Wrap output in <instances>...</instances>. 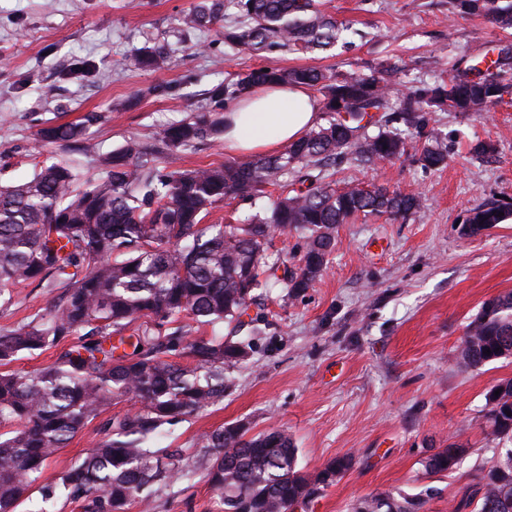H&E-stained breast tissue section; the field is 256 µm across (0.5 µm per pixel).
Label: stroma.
Returning a JSON list of instances; mask_svg holds the SVG:
<instances>
[{"label":"stroma","instance_id":"1","mask_svg":"<svg viewBox=\"0 0 512 512\" xmlns=\"http://www.w3.org/2000/svg\"><path fill=\"white\" fill-rule=\"evenodd\" d=\"M193 0H0V183L32 177L64 159L97 172L82 153L37 147L45 122H73L90 112L89 133L110 152L159 124L184 118L199 94L237 73L264 66L368 72L401 66L398 82L430 79L461 56L512 43L481 17H454L450 0H323L346 25L350 47L328 52L276 50L250 54L214 32L180 31ZM165 46L154 72L134 67L145 43ZM163 93H156V86ZM431 128L448 143V162L423 170L413 158L336 167L337 186L353 181L419 192L423 206L408 218L358 216L336 229L326 270L303 293L267 288L240 329L198 325L197 336L249 339L248 359L225 370L223 401L174 427L160 447L193 464L206 432L243 425L248 435L285 429L298 467L315 474L350 454L354 466L308 506V512H352L370 494L428 497L426 512H475L479 477L507 440L484 424L485 395L512 379V358L478 368L459 363L457 347L484 302L512 292V215L475 235L463 229L471 210L495 199L512 203V94L495 111L469 120L433 113ZM496 142L493 156L472 154L476 141ZM0 306V330L45 315L55 295L33 284L12 289ZM89 423L45 467L55 483L103 434ZM466 447L458 469L426 474L422 462L448 443ZM153 512H224L203 473L154 498Z\"/></svg>","mask_w":512,"mask_h":512}]
</instances>
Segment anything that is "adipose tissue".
<instances>
[{
  "label": "adipose tissue",
  "instance_id": "ef3b65f1",
  "mask_svg": "<svg viewBox=\"0 0 512 512\" xmlns=\"http://www.w3.org/2000/svg\"><path fill=\"white\" fill-rule=\"evenodd\" d=\"M318 99L299 85L248 89L226 105L224 146L230 151H273L288 146L314 126Z\"/></svg>",
  "mask_w": 512,
  "mask_h": 512
}]
</instances>
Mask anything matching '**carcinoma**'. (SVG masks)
Returning <instances> with one entry per match:
<instances>
[{
    "instance_id": "cac0c4a2",
    "label": "carcinoma",
    "mask_w": 512,
    "mask_h": 512,
    "mask_svg": "<svg viewBox=\"0 0 512 512\" xmlns=\"http://www.w3.org/2000/svg\"><path fill=\"white\" fill-rule=\"evenodd\" d=\"M460 18L483 17L512 29V0H452ZM233 12L234 24L223 25ZM179 25L190 33L219 27L224 42L250 52L308 51L336 43L340 29L317 0H198ZM512 45L498 44L464 67L431 81L390 92L393 66L370 75L316 67L250 69L212 86L204 104L163 125L148 140L132 138L100 153L87 130L98 120L40 128V146L63 144L90 157L101 175L85 177L54 161L23 183L0 185V303L9 289L28 282L58 293L48 314L0 331V512H17L30 499L46 462L86 425L105 417L104 437L55 484L41 487L43 502L56 491L84 501L85 512H126L138 499L152 507L151 492L190 481L202 470L224 512H293L308 506L354 465L345 454L316 475L298 469V448L285 429L245 438L237 425L207 432L205 449L190 468L150 443L168 427L224 399V367L248 358L244 339L191 335L197 324L240 321L256 290L278 286L292 296L309 288L336 247V228L359 213L406 218L422 205L418 193L343 190L328 168L345 157L371 165L408 154L410 139L425 136L429 115L452 112L475 118L492 112L512 92L504 66ZM166 60L164 47L145 45L133 64L145 71ZM303 85L317 95L324 123L312 127L278 155L183 170L179 153L224 136L214 110L262 85ZM403 128H398V125ZM448 160V145L431 139L417 162L434 170ZM267 185L282 193L244 224H206L219 202L254 200ZM512 214L511 203L473 208L466 232L477 234ZM304 232L298 263L264 264L274 233ZM56 349L52 364L28 372L8 365L26 352ZM181 350L189 363L168 359ZM491 350L485 354V350ZM512 357V293L483 303L458 347L460 363L478 368ZM499 395H494V392ZM131 397L138 407L108 415L112 401ZM483 418L492 434L512 441V379L490 388ZM468 449L440 448L427 456L428 475L455 470ZM419 495L362 498L354 512H423ZM476 512H512V448L499 453L481 477Z\"/></svg>"
}]
</instances>
